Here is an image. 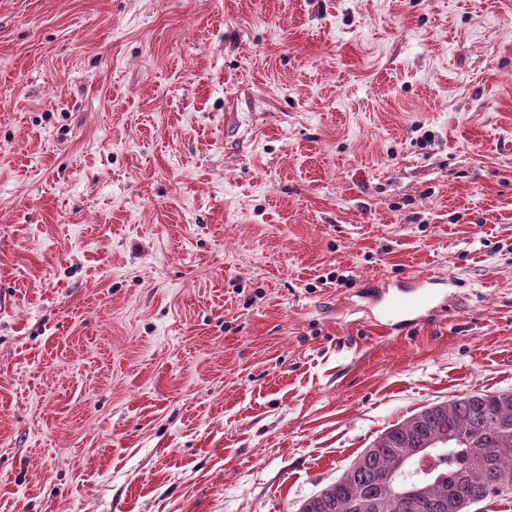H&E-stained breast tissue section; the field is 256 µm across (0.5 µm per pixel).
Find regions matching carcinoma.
Here are the masks:
<instances>
[{
  "instance_id": "cac0c4a2",
  "label": "carcinoma",
  "mask_w": 512,
  "mask_h": 512,
  "mask_svg": "<svg viewBox=\"0 0 512 512\" xmlns=\"http://www.w3.org/2000/svg\"><path fill=\"white\" fill-rule=\"evenodd\" d=\"M512 503V392H476L427 407L364 449L300 512H455Z\"/></svg>"
}]
</instances>
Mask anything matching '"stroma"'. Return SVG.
<instances>
[{
    "label": "stroma",
    "mask_w": 512,
    "mask_h": 512,
    "mask_svg": "<svg viewBox=\"0 0 512 512\" xmlns=\"http://www.w3.org/2000/svg\"><path fill=\"white\" fill-rule=\"evenodd\" d=\"M499 391L512 0H0V512H298ZM432 284L431 279H419L418 287L406 290L403 296L387 306L388 325L403 329L420 320L423 312L434 309L432 305L437 299V288H424Z\"/></svg>",
    "instance_id": "obj_1"
}]
</instances>
